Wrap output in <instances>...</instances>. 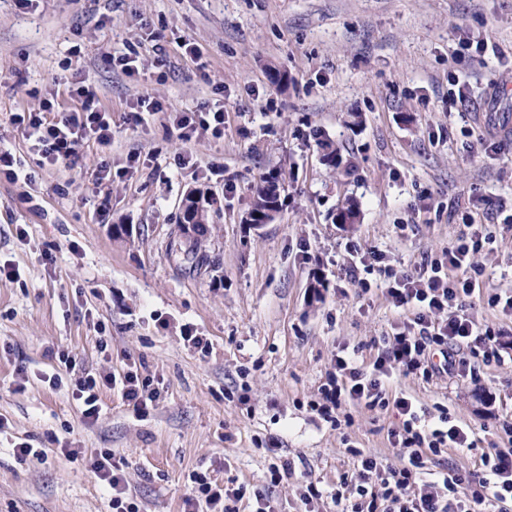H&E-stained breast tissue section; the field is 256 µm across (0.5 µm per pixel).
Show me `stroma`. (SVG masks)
<instances>
[{
  "label": "stroma",
  "mask_w": 512,
  "mask_h": 512,
  "mask_svg": "<svg viewBox=\"0 0 512 512\" xmlns=\"http://www.w3.org/2000/svg\"><path fill=\"white\" fill-rule=\"evenodd\" d=\"M484 41V61L460 38ZM195 44L200 60L186 55ZM138 54L146 76L116 59ZM82 73L112 118V144L86 143L75 161L43 165L10 116L77 105ZM468 83V102L452 80ZM512 91V0H0V512H112L92 474L98 451L121 467L138 512H183L190 476L243 487L239 512L269 500L306 512L300 489L317 482L315 512L354 477L359 455L401 466L388 434L395 409L343 404L341 427L310 407L340 349L371 360L399 332L384 288L362 291L354 261L380 253L413 274L473 220L493 235L477 255L490 292L512 291V143L480 140L492 86ZM143 96L162 112L137 125ZM224 108V133L179 139L171 111ZM138 171L122 174L131 155ZM192 163L181 166L182 157ZM111 179L98 182L102 164ZM279 174L283 206L244 224L261 177ZM213 199L202 248L207 269L182 271L168 244L189 191ZM354 206L355 223H337ZM123 224L129 235H113ZM468 313L498 332L503 363L471 357L466 377L426 382L395 374L428 420L447 409L475 448H452L426 470L477 471L482 449L507 446L512 416V316L474 296ZM191 325L203 349L182 337ZM71 365L54 388L57 353ZM160 396L135 410L121 387L103 390L85 422L72 392L87 375L127 371ZM46 451L18 463L13 447ZM292 472L271 485L268 468Z\"/></svg>",
  "instance_id": "obj_1"
}]
</instances>
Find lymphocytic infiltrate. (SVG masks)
<instances>
[{"label":"lymphocytic infiltrate","instance_id":"obj_1","mask_svg":"<svg viewBox=\"0 0 512 512\" xmlns=\"http://www.w3.org/2000/svg\"><path fill=\"white\" fill-rule=\"evenodd\" d=\"M70 93L78 100V107L59 113L55 120L44 117L53 108L49 101L43 103L41 111L16 113L11 118L23 129L42 162L72 161L83 143L107 145L112 141V119L100 108L93 89L78 79L72 82ZM492 242V236L478 231L461 232L445 250L444 260L431 261L414 276L395 272L380 254L365 269L351 267V278L364 289L370 286L369 274H377L395 306L412 309L413 316L371 366L360 363L355 353L341 350L336 356V372L328 387L321 390L326 400L319 408L322 415L350 401L370 408L390 407L402 418L401 428L391 431L390 436L404 464L395 467L376 457H360L354 495L339 491L333 496L340 512H512V448L484 451L481 475L449 470L438 480H423L421 473L428 457L451 448L470 447L469 430L452 423L444 411L437 421L422 419L415 401L388 388L389 379L397 372L426 381L441 374L465 376L469 365L458 355L461 345L476 342L493 349L495 332L480 327L464 304L466 297L483 288V269L475 257ZM118 383L134 408L145 407L158 398L150 379L132 373L120 380L109 373L90 375L79 381L75 392L85 420L99 418L101 391ZM92 472L111 488L112 512H136L126 501L124 476L113 464L109 451L98 453ZM191 479L194 492L186 499V506L237 512L240 490L219 486L202 473L192 474Z\"/></svg>","mask_w":512,"mask_h":512}]
</instances>
